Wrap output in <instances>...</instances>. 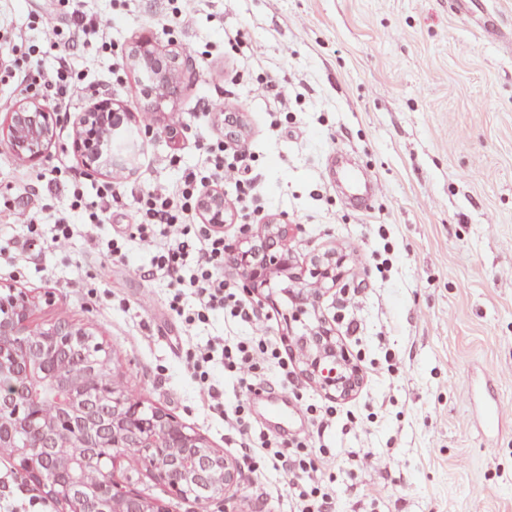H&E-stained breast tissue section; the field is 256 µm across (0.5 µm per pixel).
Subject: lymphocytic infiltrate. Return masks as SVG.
<instances>
[{
	"label": "lymphocytic infiltrate",
	"instance_id": "obj_1",
	"mask_svg": "<svg viewBox=\"0 0 512 512\" xmlns=\"http://www.w3.org/2000/svg\"><path fill=\"white\" fill-rule=\"evenodd\" d=\"M61 2V7L45 9L35 18L41 30V46H30L18 57L7 55L0 59V80L13 84L19 91H27L29 61L43 47L55 52L58 66L53 74L41 80L39 92L48 99L66 102L77 91L68 62L72 39L102 35L107 22L86 15L80 0ZM253 159V153L243 146L228 157L220 152L214 154L207 171H184L172 188H148L140 199L136 218L139 238L152 253L151 264L166 274L174 298L191 291L196 297L198 313H221L232 322L248 327V335L228 336L223 342L209 346L210 352L221 354L225 371L245 394L265 383V371L271 366L279 369L280 388L294 389L286 363L287 349L283 342L268 335L271 322L268 313L244 300L225 282L218 265L224 256L223 235L193 239L185 219L187 211L195 208L203 188L219 184L235 188L241 211L252 213L254 195L249 171ZM63 189L72 198L74 213L86 224L103 222L107 209L117 198L110 186L93 198L86 197L75 181L67 182ZM229 420L237 436L239 458L246 468H253L262 460L287 476L290 512H336V496L330 485L335 457L329 450L314 456L306 450V438L282 441L268 435L251 422L240 405Z\"/></svg>",
	"mask_w": 512,
	"mask_h": 512
}]
</instances>
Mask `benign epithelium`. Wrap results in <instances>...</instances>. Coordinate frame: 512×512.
<instances>
[{
  "instance_id": "obj_1",
  "label": "benign epithelium",
  "mask_w": 512,
  "mask_h": 512,
  "mask_svg": "<svg viewBox=\"0 0 512 512\" xmlns=\"http://www.w3.org/2000/svg\"><path fill=\"white\" fill-rule=\"evenodd\" d=\"M132 61L149 85L147 95L168 99L184 76L187 62L174 49H163L149 35L131 50ZM130 119L122 106L99 94L78 116L74 148L91 173L124 162L112 152L119 120ZM50 113L40 100L28 98L9 113L7 140L17 159L38 162L50 148ZM197 207L205 223L219 230L227 222L224 192L203 193ZM249 246L237 252L241 287L253 294L285 276L316 286L297 295L317 307L319 286L343 276V260L328 251L302 263L286 247L291 225L270 218L257 231L245 225ZM99 346L89 347L85 329L61 320L48 328L29 322L28 298L11 295L0 301V448H12L20 466L42 485L62 512H165L112 474L88 484L79 471L89 463L113 460L126 448L148 446L149 471L179 495L190 485L196 500L207 502L237 483V469L224 451L188 430L173 414L130 399L107 379L97 376ZM300 360L313 381L348 397L359 387V375L336 341V328L319 321L313 336L302 339ZM54 402L51 415L40 412L44 400Z\"/></svg>"
}]
</instances>
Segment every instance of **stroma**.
<instances>
[{"mask_svg": "<svg viewBox=\"0 0 512 512\" xmlns=\"http://www.w3.org/2000/svg\"><path fill=\"white\" fill-rule=\"evenodd\" d=\"M483 2V12L469 13L451 11L448 0H186L182 21L159 36L153 24L169 0H85L111 25L73 50L82 88L54 106L51 147L26 165L0 140V238L19 251L0 256V295L26 292L34 326L84 327L104 345L109 375L127 394L175 413L237 459L224 414L209 408L187 359L222 338L224 318L186 324L170 306L166 278L136 274L151 254L135 219L144 188L170 187L184 169L208 168L210 149L226 140L223 112L241 114L240 143L255 155L266 214L295 224L288 246L296 259L333 248L347 256L322 313L334 316L339 291H358L371 356L389 350L402 359L397 371L377 373L359 361L362 386L339 406L375 422L322 440L333 451L369 449L386 459L378 471L351 464L334 471L339 512H361L367 483L381 493L376 512H512V0ZM40 7L0 0V29L14 43H39L33 14ZM228 31L253 53L225 44ZM143 34L163 46L190 42L197 52L179 93L157 109L127 64ZM118 62L116 89L110 78ZM261 75L286 80L291 100L257 96ZM102 91L134 114L117 148L127 158L126 185L105 223L80 226L56 248L49 241L70 210L68 197L46 196L32 225L9 216L30 203L28 186L38 177L76 179L90 195L107 183L72 148L76 116ZM203 96L222 100L223 112L202 111ZM115 238L126 258L104 264L99 250ZM386 246L392 271L360 265L361 252ZM254 299L301 372L297 346L314 314L292 320L284 293ZM496 402L503 417L489 428L484 415ZM112 472L167 512L224 508L220 497L200 503L176 495L130 455ZM258 473L239 471L236 512H286L287 477L264 463ZM6 503L15 512H58L18 459L0 454Z\"/></svg>", "mask_w": 512, "mask_h": 512, "instance_id": "obj_1", "label": "stroma"}]
</instances>
